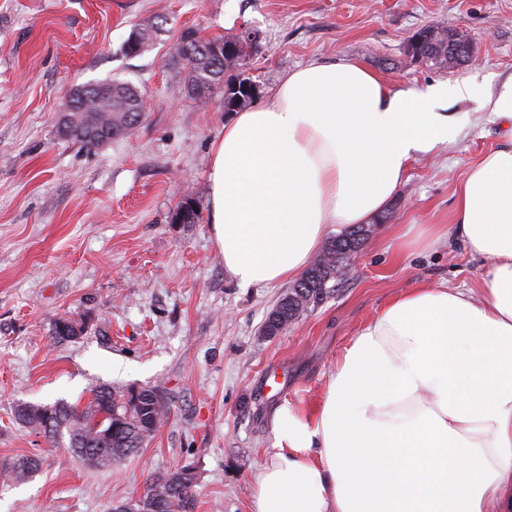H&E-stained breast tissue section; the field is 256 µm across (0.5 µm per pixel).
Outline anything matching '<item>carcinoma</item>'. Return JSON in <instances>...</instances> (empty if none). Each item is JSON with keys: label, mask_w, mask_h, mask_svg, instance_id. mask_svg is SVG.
Returning <instances> with one entry per match:
<instances>
[{"label": "carcinoma", "mask_w": 512, "mask_h": 512, "mask_svg": "<svg viewBox=\"0 0 512 512\" xmlns=\"http://www.w3.org/2000/svg\"><path fill=\"white\" fill-rule=\"evenodd\" d=\"M424 43L408 47L412 55L420 54L430 66L447 68V47L433 28L421 29ZM154 26L136 27L125 41L128 54L138 55L153 42ZM244 45L243 38L206 39L192 29L186 30L175 47L176 56L186 66L184 90L196 98L209 96L218 85L224 86V110L233 112L251 102L250 89L255 82L244 69L243 51L226 52L218 57L221 46ZM66 103L61 125L71 129L70 137L88 148L106 143L103 132L112 137L133 133L143 115L141 92L130 83L114 79L94 81L81 86ZM362 230L353 226L328 241L323 255L327 260L309 267L289 289L292 299L281 307L272 325L285 329L297 315L296 299L312 309L334 291L336 269L346 263L341 245ZM84 318H59L52 327L57 341H74L86 335ZM171 413L170 399L159 385L134 391L132 385H101L92 390L81 405L58 401L51 406L21 402L15 408V419L31 432L54 445L70 449L81 461L96 469L112 466L136 454L155 435ZM41 459L20 455L0 464L3 485L30 481L40 470ZM198 474L194 467L181 465L151 477L144 493L136 499L113 508V512H194Z\"/></svg>", "instance_id": "1"}]
</instances>
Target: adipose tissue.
<instances>
[{
	"label": "adipose tissue",
	"mask_w": 512,
	"mask_h": 512,
	"mask_svg": "<svg viewBox=\"0 0 512 512\" xmlns=\"http://www.w3.org/2000/svg\"><path fill=\"white\" fill-rule=\"evenodd\" d=\"M469 86L389 92L360 63L288 73L212 147L207 217L238 286L295 279L330 225L368 223L414 153L455 141L438 102ZM487 103L509 131L473 163L448 231L490 259L486 297L420 285L361 328L320 402L271 418L254 512H512V79Z\"/></svg>",
	"instance_id": "1"
}]
</instances>
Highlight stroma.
Returning a JSON list of instances; mask_svg holds the SVG:
<instances>
[{
    "mask_svg": "<svg viewBox=\"0 0 512 512\" xmlns=\"http://www.w3.org/2000/svg\"><path fill=\"white\" fill-rule=\"evenodd\" d=\"M156 39L124 43L137 24ZM425 26L466 32L474 62L438 69L406 45ZM257 31L246 50L255 104L288 72L355 60L390 91L464 81L480 95L442 103L455 142L414 154L386 219L371 223L348 275L322 304L275 336L262 333L289 283L237 286L207 220L210 151L229 115L224 91L199 101L171 56L181 33ZM107 78L143 94L132 136L95 148L62 136L72 91ZM512 78V0H0V461L38 455L23 485L0 486V512H111L152 475L180 465L199 476L194 512H252L253 478L274 448L282 402L312 406L337 359L398 293L421 283L476 288L490 265L454 237L470 166L504 142L487 93ZM192 200L196 223L173 214ZM85 336L53 340L61 317ZM163 388L169 419L109 470L86 466L14 418L18 402L85 401L94 387ZM155 27L142 25L132 30L125 41V50L127 54L138 55L146 51L153 42Z\"/></svg>",
    "mask_w": 512,
    "mask_h": 512,
    "instance_id": "35a3bbf8",
    "label": "stroma"
}]
</instances>
